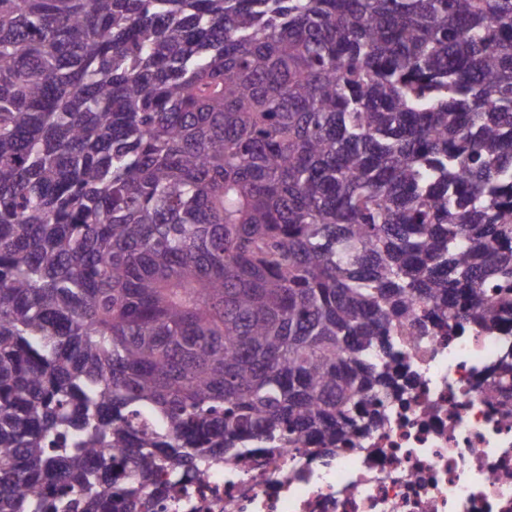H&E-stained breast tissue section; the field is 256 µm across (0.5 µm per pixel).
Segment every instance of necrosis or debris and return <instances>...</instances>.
Segmentation results:
<instances>
[{"mask_svg":"<svg viewBox=\"0 0 512 512\" xmlns=\"http://www.w3.org/2000/svg\"><path fill=\"white\" fill-rule=\"evenodd\" d=\"M409 383L331 457L288 445L143 495L163 512H512V320L403 336Z\"/></svg>","mask_w":512,"mask_h":512,"instance_id":"obj_1","label":"necrosis or debris"}]
</instances>
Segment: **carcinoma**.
Returning <instances> with one entry per match:
<instances>
[{"label":"carcinoma","mask_w":512,"mask_h":512,"mask_svg":"<svg viewBox=\"0 0 512 512\" xmlns=\"http://www.w3.org/2000/svg\"><path fill=\"white\" fill-rule=\"evenodd\" d=\"M508 315L512 0H0V512L334 450Z\"/></svg>","instance_id":"cac0c4a2"}]
</instances>
